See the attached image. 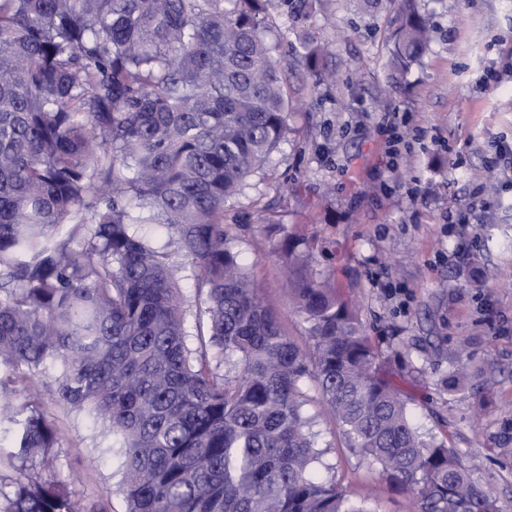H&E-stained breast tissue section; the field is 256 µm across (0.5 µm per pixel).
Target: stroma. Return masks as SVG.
<instances>
[{
  "mask_svg": "<svg viewBox=\"0 0 512 512\" xmlns=\"http://www.w3.org/2000/svg\"><path fill=\"white\" fill-rule=\"evenodd\" d=\"M425 4L435 36L396 80L391 9L370 18L353 0H272L266 22L294 109L224 221L261 299L302 346L307 325L284 285L275 227L308 240L316 275L356 309L422 437L474 464L475 483L512 512V158L496 153L512 143V0ZM306 46L321 50L327 81L307 72ZM490 67L501 75L493 87L482 82ZM458 209L472 223L449 224ZM302 389L319 477L375 512H413L409 495L345 447L315 384ZM45 405L60 428V477L77 473L79 498L125 512L111 433L94 412Z\"/></svg>",
  "mask_w": 512,
  "mask_h": 512,
  "instance_id": "obj_1",
  "label": "stroma"
}]
</instances>
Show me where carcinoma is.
<instances>
[{
    "mask_svg": "<svg viewBox=\"0 0 512 512\" xmlns=\"http://www.w3.org/2000/svg\"><path fill=\"white\" fill-rule=\"evenodd\" d=\"M269 2L0 0V394L55 366L51 396L112 433L125 512H373L314 474L305 378L347 447L419 512H500L453 449L421 438L306 240L276 245L306 349L230 246L224 204L293 107ZM389 2L397 77L432 26L421 0ZM174 255L195 272L193 342ZM2 432L15 446L0 448V512H106L56 478L60 436L39 399L0 409Z\"/></svg>",
    "mask_w": 512,
    "mask_h": 512,
    "instance_id": "obj_1",
    "label": "carcinoma"
}]
</instances>
